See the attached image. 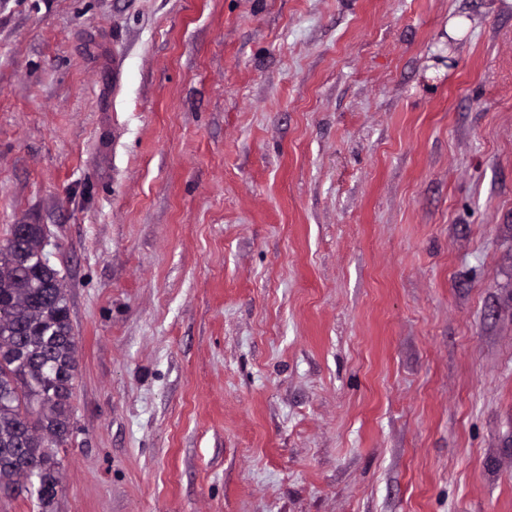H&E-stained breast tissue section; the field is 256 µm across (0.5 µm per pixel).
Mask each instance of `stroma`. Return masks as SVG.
Returning <instances> with one entry per match:
<instances>
[{
    "label": "stroma",
    "instance_id": "stroma-1",
    "mask_svg": "<svg viewBox=\"0 0 512 512\" xmlns=\"http://www.w3.org/2000/svg\"><path fill=\"white\" fill-rule=\"evenodd\" d=\"M15 224L52 512H512V0H0Z\"/></svg>",
    "mask_w": 512,
    "mask_h": 512
}]
</instances>
